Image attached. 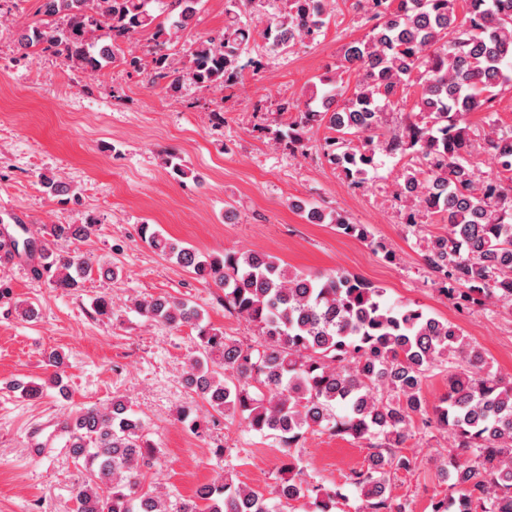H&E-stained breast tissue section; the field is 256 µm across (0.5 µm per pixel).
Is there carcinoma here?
Wrapping results in <instances>:
<instances>
[{"label":"carcinoma","instance_id":"1","mask_svg":"<svg viewBox=\"0 0 512 512\" xmlns=\"http://www.w3.org/2000/svg\"><path fill=\"white\" fill-rule=\"evenodd\" d=\"M264 2L225 0L224 27L191 40L182 61L169 46L189 34L202 0H40L37 19L19 28L16 51L51 52L90 78L119 63L152 71L175 93L186 82L228 89L246 66L258 68L254 60L241 63L255 37L282 50L315 40L327 23V0H283V9L263 14L258 25L243 21ZM366 2L370 30L343 51L344 72L355 79L351 96L338 104L336 76L321 77L327 90L320 104L312 96L294 105L298 118L273 140L304 148L306 133L326 126L332 135L323 154L354 187L376 168V151L412 155L418 168L398 184L415 189L406 223L416 225L424 210L445 225L423 255L434 283L460 311L494 303L512 315V130L493 128L477 141L469 120L475 112L493 117L497 97L512 84V0ZM144 33L146 53H125L122 45ZM406 110L419 119L385 130L388 113ZM479 149L494 156L495 172L471 162ZM331 222L383 249L366 225L339 214ZM96 224L90 217L35 234L25 228L28 237L3 233L0 245L8 243L12 259H37L38 278L74 290L92 268L62 244L89 238ZM141 236L155 253L222 289L224 310L258 329L245 343L202 323L187 300L138 302L151 321L197 329L187 388L214 412L239 416L283 448L266 488L237 483L227 472L199 486L176 512H336L347 496L308 480L295 457L310 431L367 442L364 464L346 478L362 501L357 512H405L391 486L398 472L411 469L406 442L417 421L454 442L441 466L448 488L432 501V512H512V379L491 371L455 323L409 303L390 304L383 289L344 272H294L261 252L203 259L148 224ZM437 371L448 375V389L431 405L423 386ZM66 428L69 447L89 465L76 490L77 512H169L164 495L143 490L157 448L126 400L84 407Z\"/></svg>","mask_w":512,"mask_h":512}]
</instances>
